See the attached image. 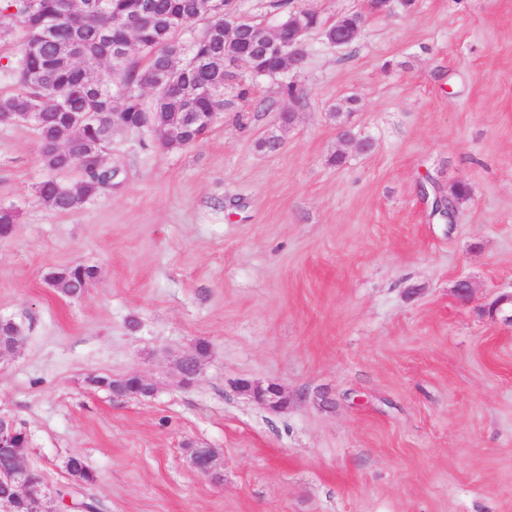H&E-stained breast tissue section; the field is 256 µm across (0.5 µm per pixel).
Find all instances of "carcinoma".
<instances>
[{"label": "carcinoma", "mask_w": 512, "mask_h": 512, "mask_svg": "<svg viewBox=\"0 0 512 512\" xmlns=\"http://www.w3.org/2000/svg\"><path fill=\"white\" fill-rule=\"evenodd\" d=\"M59 2L61 0H0V14L9 18L21 33L20 56L28 57L26 72L16 74L18 88L0 96V113H40L32 123L45 166L55 172L72 168L82 171L83 177L74 188L54 178L36 186V193L48 210L71 212L112 187V170L91 164V157L106 148L112 128H137L140 114L153 112V131L163 145L182 148L195 144L194 127L186 121V113L224 111L222 99L190 101L174 89L157 87L154 83L157 71L175 61L181 79L188 80L190 70L181 64L188 51L193 57L214 61L219 79L226 75L239 79L236 71L224 72V61L236 59L241 43L224 38L227 19L211 13L208 0H159L156 17L135 29L131 24L135 21L136 0H108V10H90L77 21L57 8ZM270 7L279 14L278 23L284 26L299 13L289 8V0H272ZM198 23L220 39L213 42L196 36L191 44H185L182 33ZM46 24L73 30L72 47L62 54L49 43L32 47ZM311 24L328 45L335 44L336 25L319 17L312 19ZM130 39L136 42L146 62L140 66L132 57H126L117 68L121 75L118 90L112 89L110 78L80 77L77 67L82 61L96 60L103 56L104 48ZM141 87L151 90L150 100H143L136 92ZM82 112L101 113L105 118L104 126L77 124L73 117ZM471 195V185L459 181L442 199L444 206L454 212ZM88 277L87 270L77 265L51 272L49 280L65 296L77 298L84 293ZM16 342L11 325L6 321L1 323L0 350L9 353ZM64 467L74 481L85 485L96 481L94 472L78 457L68 458Z\"/></svg>", "instance_id": "1"}]
</instances>
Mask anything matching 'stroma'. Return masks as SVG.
I'll return each mask as SVG.
<instances>
[{"label": "stroma", "instance_id": "obj_1", "mask_svg": "<svg viewBox=\"0 0 512 512\" xmlns=\"http://www.w3.org/2000/svg\"><path fill=\"white\" fill-rule=\"evenodd\" d=\"M293 6L366 22L342 50L311 33L302 70L257 79L193 146L114 129L112 187L77 211L35 187L80 171L52 173L32 125L0 126V204L20 212L0 317L23 330L0 415L54 487L81 457L98 512H512V327L484 312L512 290V0ZM350 97L344 143L330 111ZM460 180L455 223L431 220L420 184ZM76 262L97 276L68 298L46 277ZM202 343L182 385L174 363ZM132 374L153 393L88 381ZM243 380L281 386L287 408ZM239 389L260 405H268L276 408L288 405V395L276 384L263 386L250 381H242L239 383Z\"/></svg>", "mask_w": 512, "mask_h": 512}]
</instances>
